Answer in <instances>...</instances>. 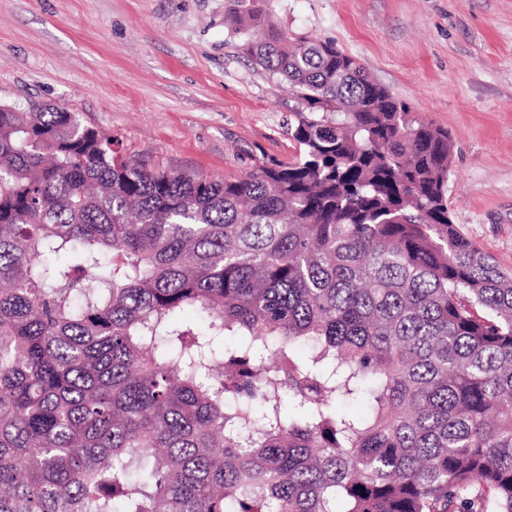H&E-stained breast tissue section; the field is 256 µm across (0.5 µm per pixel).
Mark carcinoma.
<instances>
[{
	"label": "carcinoma",
	"instance_id": "obj_1",
	"mask_svg": "<svg viewBox=\"0 0 512 512\" xmlns=\"http://www.w3.org/2000/svg\"><path fill=\"white\" fill-rule=\"evenodd\" d=\"M264 2L227 15L304 106L288 164L0 108V512H512V271L451 220V136Z\"/></svg>",
	"mask_w": 512,
	"mask_h": 512
}]
</instances>
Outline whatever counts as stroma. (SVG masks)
I'll use <instances>...</instances> for the list:
<instances>
[{
  "label": "stroma",
  "instance_id": "35a3bbf8",
  "mask_svg": "<svg viewBox=\"0 0 512 512\" xmlns=\"http://www.w3.org/2000/svg\"><path fill=\"white\" fill-rule=\"evenodd\" d=\"M335 42L454 144V224L512 269V0H267ZM225 0H0V104L76 112L148 167L244 177L298 154L302 106L256 65Z\"/></svg>",
  "mask_w": 512,
  "mask_h": 512
}]
</instances>
